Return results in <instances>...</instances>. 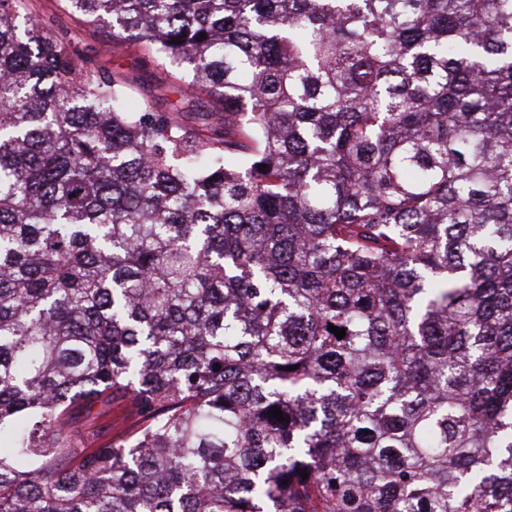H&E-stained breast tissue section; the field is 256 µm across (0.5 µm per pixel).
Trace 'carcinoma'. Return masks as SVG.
<instances>
[{
  "mask_svg": "<svg viewBox=\"0 0 512 512\" xmlns=\"http://www.w3.org/2000/svg\"><path fill=\"white\" fill-rule=\"evenodd\" d=\"M64 2L179 99L0 0V512H512V0ZM100 406H96L92 414L82 415L78 419L80 427L94 434V442H89V448H101L118 442L137 425L139 417L124 406H105L98 415Z\"/></svg>",
  "mask_w": 512,
  "mask_h": 512,
  "instance_id": "1",
  "label": "carcinoma"
}]
</instances>
